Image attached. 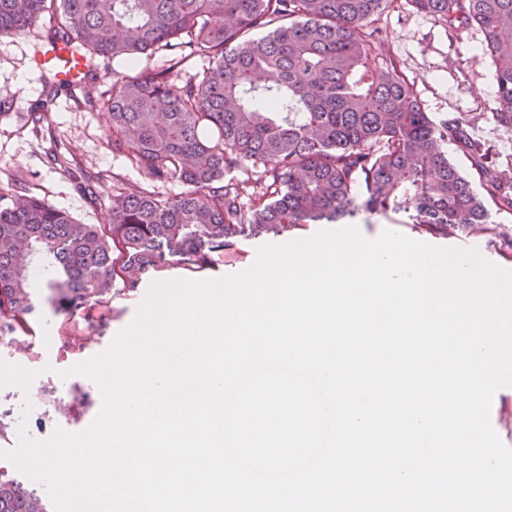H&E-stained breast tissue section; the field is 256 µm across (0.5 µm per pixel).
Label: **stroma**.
I'll use <instances>...</instances> for the list:
<instances>
[{"label":"stroma","instance_id":"stroma-1","mask_svg":"<svg viewBox=\"0 0 512 512\" xmlns=\"http://www.w3.org/2000/svg\"><path fill=\"white\" fill-rule=\"evenodd\" d=\"M378 25L391 57L414 81L426 112L435 119L449 113L464 116L471 124L473 136L487 148L493 166L501 171L512 170V135L505 133L496 117L499 103L495 93V65L491 58L477 56L479 29L449 30L446 23L418 12L407 0H394ZM37 42L32 33L0 35V101L9 108L7 115L0 117V194L14 195L15 182L20 179L31 194L80 222L108 223L113 187L130 192L138 190L144 186L145 176L123 157L113 154L107 141L104 112L85 106L81 89L64 88L57 94H47L44 72L33 61ZM34 108L46 115V129L40 135L25 124L27 113ZM53 153L68 157L70 168L51 164L49 156ZM83 171H100L112 176V185L102 188L99 200H91L77 189L74 177ZM487 207L497 230L495 235L483 236L480 253L488 262L512 271V212L500 210L492 201ZM350 224L371 239L386 229L409 237L415 235L411 225L398 215L361 214L351 219ZM321 230V225L311 224L284 238L245 237L211 269L194 274L174 266L163 271L162 276L167 280L200 281L239 274L255 263L260 247L308 239ZM418 238L431 246L451 248L463 243L465 233L458 230L445 238L428 234ZM142 298L139 291L129 294L111 291L108 296L111 315L89 322L79 312L69 316L49 306L38 311L31 345L32 352L38 356L32 364L38 375L26 392L15 386L0 387V403L12 404L17 410L16 415L5 419L10 431L24 425L34 439L45 440L55 430L79 433L92 424L101 409V394L92 379L74 373V366L87 361L88 356L66 342L67 328L79 325L84 334L97 337L98 352H105L135 319ZM28 397L43 400V415L32 414L28 419H21L18 410ZM63 402L69 405L65 416L59 412Z\"/></svg>","mask_w":512,"mask_h":512}]
</instances>
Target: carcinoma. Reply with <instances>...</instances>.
<instances>
[{
  "label": "carcinoma",
  "mask_w": 512,
  "mask_h": 512,
  "mask_svg": "<svg viewBox=\"0 0 512 512\" xmlns=\"http://www.w3.org/2000/svg\"><path fill=\"white\" fill-rule=\"evenodd\" d=\"M394 0H0V34L41 29L87 56L84 103L108 111V144L142 170L135 192L112 189V223L83 224L26 192L0 202V339L25 335L37 304L107 307L174 261L211 268L244 235L281 236L360 212L402 214L423 232L494 233L486 198L512 210V182L485 165L464 117L436 122L384 54L375 27ZM455 30L478 26L496 64L497 114L512 132V0H408ZM160 53L167 66L140 70ZM119 61L99 90L101 61ZM203 71L186 76L193 62ZM472 157L480 193L448 159ZM250 163L255 176L225 179ZM104 174H84L92 197ZM166 184L185 190L169 196ZM50 275L33 294V268ZM38 490L0 470V512H34Z\"/></svg>",
  "instance_id": "1"
}]
</instances>
